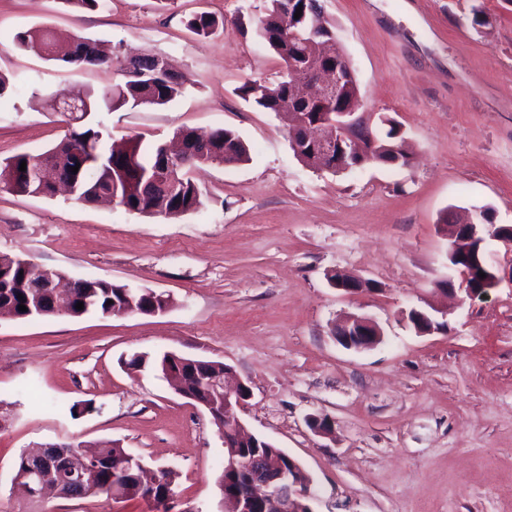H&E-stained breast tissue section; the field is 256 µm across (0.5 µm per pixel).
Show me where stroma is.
<instances>
[{
  "mask_svg": "<svg viewBox=\"0 0 512 512\" xmlns=\"http://www.w3.org/2000/svg\"><path fill=\"white\" fill-rule=\"evenodd\" d=\"M266 0H112L76 12L59 0H0V162L64 134L54 97L102 91L118 70L58 65L9 48L51 26L120 55L152 51L185 79L165 106L101 109L89 120L121 142L181 127L235 130L250 162L199 170L200 210L176 218L58 195L0 189V254L72 278L169 294L166 312L0 318V512H23L20 453L45 443L120 442L176 473L171 512H224V440L207 412L135 354L223 362L252 396L249 429L313 478L314 512H512V282L456 303L442 215L488 206L512 225V0H323L368 112L402 126L403 168L333 174L294 155L283 118L241 100L279 62L240 21ZM223 18L201 38L194 15ZM370 282L347 295L327 275ZM436 306L446 330L419 335L406 314ZM346 314L373 319L374 348L337 343ZM89 401L90 412L74 411ZM312 415L330 434L314 432ZM45 512H152L143 501L49 498Z\"/></svg>",
  "mask_w": 512,
  "mask_h": 512,
  "instance_id": "35a3bbf8",
  "label": "stroma"
}]
</instances>
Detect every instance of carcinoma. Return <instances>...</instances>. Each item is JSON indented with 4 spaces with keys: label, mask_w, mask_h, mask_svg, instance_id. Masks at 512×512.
<instances>
[{
    "label": "carcinoma",
    "mask_w": 512,
    "mask_h": 512,
    "mask_svg": "<svg viewBox=\"0 0 512 512\" xmlns=\"http://www.w3.org/2000/svg\"><path fill=\"white\" fill-rule=\"evenodd\" d=\"M265 15L254 28L255 37L271 50L281 61L283 69H288L290 61H298V56L309 52L322 54V46L336 43L333 24L323 19L324 27L316 45L309 46L307 24L311 19L294 18L296 9L303 0H267ZM304 40L297 47L288 46V26ZM224 20L213 15L202 14L188 22V27L199 37L208 38L220 27ZM75 50L59 57L54 55V36L47 26H39L16 34L15 48L31 52L47 61H60L65 64L92 66L109 69L112 58L106 56L99 43L85 36L72 39ZM123 80L104 89L102 98L90 93L77 101V112H64L67 127L64 138L52 148L38 154L22 153L0 164V185L16 193L30 196H51L55 187L34 179L36 170L42 165L54 169L55 180L72 188V197L77 202L95 204L101 197L108 196L111 202L132 212L160 216H177L196 211L203 205L202 192L191 177L193 168L207 164L238 166L251 159L248 144L235 131L226 128L214 129L201 134L194 129L181 127L174 136L183 144L181 164L173 170L174 182L164 187L145 189V184L159 174L166 160L164 145L143 143L135 137L129 139L124 148L115 150L105 145L103 132L94 126L80 122L82 117L97 111L104 104L114 109L136 108L142 105L163 106L181 94L185 79L173 73L167 62L152 53L143 52L134 59H126L122 65ZM288 76L273 86L259 79H247L237 88L239 97L246 103L267 112H298L312 120L318 117L323 107L312 104H297L289 92ZM380 127L375 134L378 148L366 156L363 165L405 166L408 154L404 147V137L399 123L393 118L379 119ZM95 150V157L89 158L88 149ZM26 162V170H19L21 162ZM79 166L76 173L71 168ZM38 277L35 265L17 255H0V315L14 319H31L54 314L63 305L70 315L80 317L95 313L103 317L113 315L129 307L128 298H133L134 312L151 315L164 306H172L173 301H164L163 293L151 289H139L129 295V288L101 278H79L71 282V287L55 290L37 288ZM23 299H18V296ZM112 304H107V301ZM84 309H76L77 303ZM25 305L27 311L19 310ZM125 365L131 369L152 367L158 370L165 380L179 382L182 388L196 392L201 386L204 373L224 370V364L213 360L186 359L168 353L160 358H150L146 354H135ZM68 452L93 465L83 482L74 485L69 471H54L55 479L62 484L66 493L77 492V498L97 497L109 502L142 500L145 490L136 479L139 465L130 461L128 452L114 442H79Z\"/></svg>",
    "instance_id": "1"
}]
</instances>
